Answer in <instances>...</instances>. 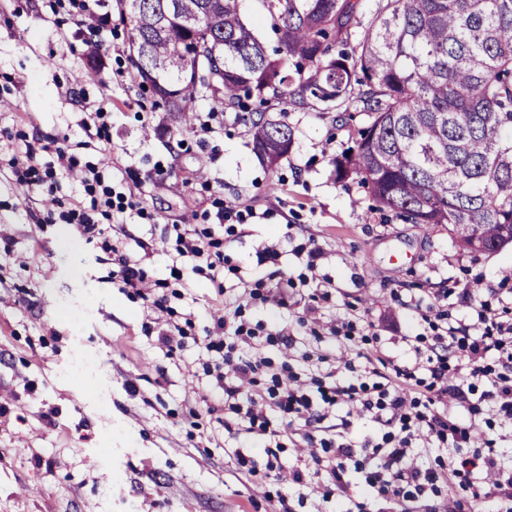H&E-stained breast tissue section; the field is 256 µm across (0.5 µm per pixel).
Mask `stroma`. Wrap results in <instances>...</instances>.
Masks as SVG:
<instances>
[{
  "mask_svg": "<svg viewBox=\"0 0 512 512\" xmlns=\"http://www.w3.org/2000/svg\"><path fill=\"white\" fill-rule=\"evenodd\" d=\"M97 41L67 14L49 26L48 0H0V137L82 138V113L112 114L113 183L132 188L146 218L113 225L148 280L167 278L159 246L166 224L212 223L217 203L253 211L224 239V297L245 282L296 279L308 294L329 278L333 291L314 305L320 326L355 316L364 339L336 348L338 359L382 347L403 358L405 339L425 323L416 301L456 284L478 299L512 308V246L495 254L463 251L447 227L425 230L373 214L367 187L338 181L336 154L367 126V113L288 111L294 144L276 169L252 151L240 112H219L195 97L193 112H215L209 131L168 111L133 78L127 28L115 0ZM50 202L19 189L0 157V512H271L268 484L240 478L213 415L185 417L199 397L217 406L195 377L203 348L160 349L145 333L139 298L108 280V255L72 226L37 228ZM155 243L151 255L141 246ZM318 247L315 270L305 249ZM277 248L276 263L259 262ZM445 295V294H444Z\"/></svg>",
  "mask_w": 512,
  "mask_h": 512,
  "instance_id": "stroma-1",
  "label": "stroma"
}]
</instances>
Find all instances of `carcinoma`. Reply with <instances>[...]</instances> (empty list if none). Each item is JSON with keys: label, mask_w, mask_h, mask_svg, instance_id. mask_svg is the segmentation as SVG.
I'll return each mask as SVG.
<instances>
[{"label": "carcinoma", "mask_w": 512, "mask_h": 512, "mask_svg": "<svg viewBox=\"0 0 512 512\" xmlns=\"http://www.w3.org/2000/svg\"><path fill=\"white\" fill-rule=\"evenodd\" d=\"M268 50L240 0H117L141 85L173 112L194 94L248 114L252 149L275 168L294 131L274 113L337 112L371 122L334 160L377 209L448 225L461 247L512 244V0H261Z\"/></svg>", "instance_id": "obj_1"}]
</instances>
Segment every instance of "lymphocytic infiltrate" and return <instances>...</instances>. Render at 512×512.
<instances>
[{
    "label": "lymphocytic infiltrate",
    "mask_w": 512,
    "mask_h": 512,
    "mask_svg": "<svg viewBox=\"0 0 512 512\" xmlns=\"http://www.w3.org/2000/svg\"><path fill=\"white\" fill-rule=\"evenodd\" d=\"M9 165L19 185L52 194L58 173L80 170L82 195L70 204L54 198L41 224L63 223L90 240H99L112 256L110 277L121 290L143 295L150 310L167 311L189 282L181 273L191 266L212 290V305L224 306V241L213 226L234 234L245 216L233 206L218 208L213 224H170L162 240L172 261V280L155 281L144 292L145 271L140 259L125 253L106 235L103 221L122 220L127 194L114 186L105 153L83 161L68 140L50 136H21L12 148ZM474 323H430L429 334L418 335L427 346L426 373L397 357L364 350L359 362H345L348 380L335 373L320 378L297 371L290 359L272 360L254 354V347L280 348L292 339L281 330L245 320L242 310L222 316L205 327L200 339L209 358L202 374L224 396V430L258 438L261 456L234 448L230 458L249 479L270 480L288 452V430L296 422L309 429L339 404H357L365 416L384 428L380 441L353 447L341 434H306L311 447L308 463L296 469L295 483L317 475L322 496L346 491L348 471L362 474L368 493L386 497L393 506L410 501L423 512H435L436 500L449 496L453 512H472L483 504L488 512H512V474H507L492 437L495 427L512 423V314L488 303L474 307ZM457 383H449V375ZM466 407L469 421L445 411L444 398ZM436 450L434 465L412 463L418 444Z\"/></svg>",
    "instance_id": "obj_1"
}]
</instances>
